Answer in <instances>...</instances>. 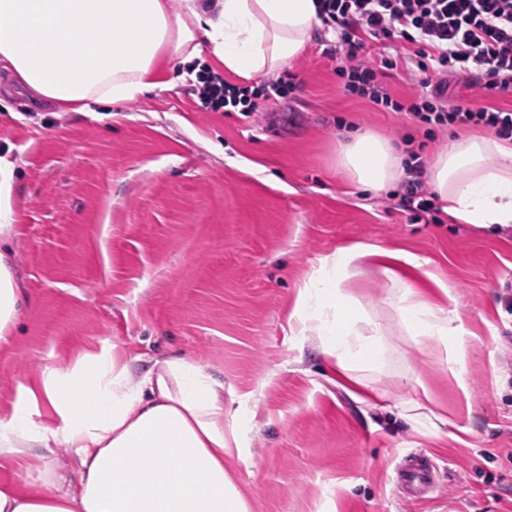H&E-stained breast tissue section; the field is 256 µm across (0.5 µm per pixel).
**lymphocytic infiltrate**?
<instances>
[{
    "label": "lymphocytic infiltrate",
    "instance_id": "obj_1",
    "mask_svg": "<svg viewBox=\"0 0 512 512\" xmlns=\"http://www.w3.org/2000/svg\"><path fill=\"white\" fill-rule=\"evenodd\" d=\"M318 18L336 41L326 56L337 57L336 74L350 94L377 108L407 112L413 122L428 126H481L501 139L512 138V109L448 101V80L464 77L483 98L512 93V0H319ZM405 41V53L395 51ZM405 68L419 87L414 100H394L382 78ZM298 75L256 87L225 81L209 66L196 74L194 92L201 109L210 112L263 111L268 100L299 91ZM397 205L412 221L439 223L436 197L425 185V166L412 153Z\"/></svg>",
    "mask_w": 512,
    "mask_h": 512
}]
</instances>
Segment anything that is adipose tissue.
I'll list each match as a JSON object with an SVG mask.
<instances>
[{
    "instance_id": "obj_1",
    "label": "adipose tissue",
    "mask_w": 512,
    "mask_h": 512,
    "mask_svg": "<svg viewBox=\"0 0 512 512\" xmlns=\"http://www.w3.org/2000/svg\"><path fill=\"white\" fill-rule=\"evenodd\" d=\"M316 0H0V67L38 97L82 111L89 101L121 103L156 86L164 64H189L203 50L242 79L274 74L305 50ZM337 167L380 191L404 173L393 145L369 132L344 142ZM429 181L459 224H512V143L486 136L452 140L430 163ZM366 248L320 258L298 291L291 320L354 383L383 367L384 332L346 296ZM28 297L0 248V348ZM408 335L444 347L462 364L466 330L457 312L433 307L413 286L387 296ZM249 431L242 407L196 362L167 355L140 378L116 350L46 368L0 418V466L35 465L41 490L0 483V512H251L224 466ZM74 449L78 484L64 488L48 466Z\"/></svg>"
}]
</instances>
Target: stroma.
Segmentation results:
<instances>
[{
	"mask_svg": "<svg viewBox=\"0 0 512 512\" xmlns=\"http://www.w3.org/2000/svg\"><path fill=\"white\" fill-rule=\"evenodd\" d=\"M315 26L287 69L303 80L265 111L206 112L179 62L164 83L85 111L35 102L0 71V233L29 301L0 354V416L45 368L116 346L134 372L153 358L195 360L231 387L253 433L225 458L253 512H512V233L424 224L349 183L336 147L371 130L424 160L454 132L346 94ZM416 259L397 273L462 315L463 376L444 349L408 336L385 298L383 265L344 284L382 325L386 366L358 398L289 315L318 259L351 244ZM415 401L438 431L402 417ZM436 458L439 498L410 502L386 476L402 455Z\"/></svg>",
	"mask_w": 512,
	"mask_h": 512,
	"instance_id": "obj_1",
	"label": "stroma"
}]
</instances>
